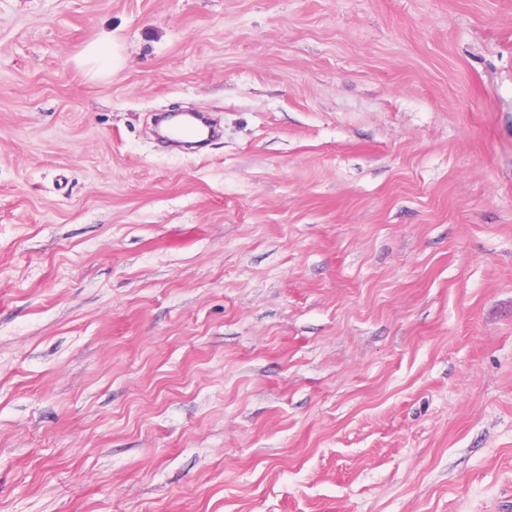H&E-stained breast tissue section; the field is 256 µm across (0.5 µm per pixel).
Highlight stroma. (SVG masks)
<instances>
[{
  "instance_id": "stroma-1",
  "label": "stroma",
  "mask_w": 512,
  "mask_h": 512,
  "mask_svg": "<svg viewBox=\"0 0 512 512\" xmlns=\"http://www.w3.org/2000/svg\"><path fill=\"white\" fill-rule=\"evenodd\" d=\"M0 512H512V0H0ZM203 129L208 130V136L202 135ZM168 132L174 141L188 148L200 146L209 139L211 134L210 127L202 120L171 125Z\"/></svg>"
}]
</instances>
